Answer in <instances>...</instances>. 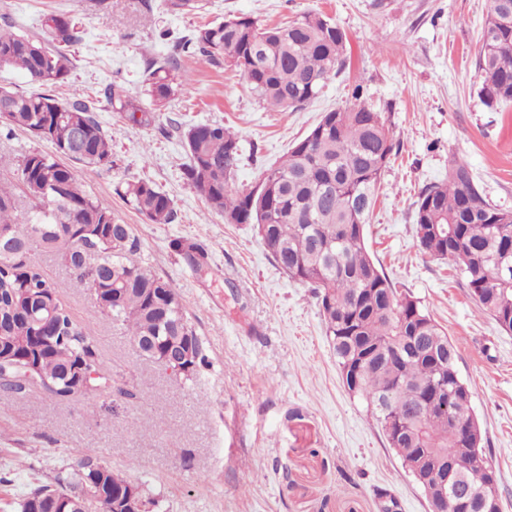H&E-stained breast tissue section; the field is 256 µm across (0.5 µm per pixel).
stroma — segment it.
Wrapping results in <instances>:
<instances>
[{
	"mask_svg": "<svg viewBox=\"0 0 512 512\" xmlns=\"http://www.w3.org/2000/svg\"><path fill=\"white\" fill-rule=\"evenodd\" d=\"M488 9L489 0H206L201 11L164 0H0V26L41 35L53 12L75 24V68L54 90L62 99L76 89L101 101L112 82L146 99L149 59L200 25L241 14L275 25L318 13L348 39L345 68L298 112L265 109L239 73L198 54L179 58L189 88L145 121L101 106L115 165L75 170L97 203L133 226L141 260L183 297L209 364L186 381L141 359L86 290L68 289L64 301L96 336L114 382L145 394H103L91 405L37 391L0 401V512H20L31 489L71 473L83 455L141 485L153 512H381L388 496L398 512H429L367 401L344 386L311 289L283 274L252 225L225 223L183 176L185 131L221 123L241 141L237 185L254 187L356 89L383 112L397 146L366 227L370 253L456 346L502 512H512V333L479 310L452 261L419 252L414 221L419 192L446 180L456 158L488 198L512 208V104L492 110L480 97ZM137 179L170 195L173 223H151L117 194ZM176 240L205 247L203 269L185 263ZM133 416L130 432L123 423Z\"/></svg>",
	"mask_w": 512,
	"mask_h": 512,
	"instance_id": "1",
	"label": "stroma"
}]
</instances>
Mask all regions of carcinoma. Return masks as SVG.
<instances>
[{
  "label": "carcinoma",
  "mask_w": 512,
  "mask_h": 512,
  "mask_svg": "<svg viewBox=\"0 0 512 512\" xmlns=\"http://www.w3.org/2000/svg\"><path fill=\"white\" fill-rule=\"evenodd\" d=\"M49 39L0 28V67L20 70L40 86L69 81L73 63L57 49L54 31L70 45L75 26L62 16L49 19ZM478 67L481 96L493 108L512 103V0H490L482 27ZM346 35L328 18L306 14L286 24L263 26L246 15L201 27L180 39L176 50L197 53L235 68L256 99L274 109L297 111L322 92L346 65ZM150 103L161 105L175 88L189 86L174 58L154 59L146 71ZM108 105L136 113L148 107L123 86L104 91ZM325 113L287 158L267 168L260 190L234 181L241 157L238 136L220 123L188 129L187 182L228 224H251L275 264L291 279L312 288L336 365L347 389L364 397L386 442L407 470L429 465L485 469L483 432L471 394L457 368L447 333L416 298L402 294L371 257L366 224L376 204L381 177L396 154L383 113L362 100ZM98 101L75 91L61 101L47 91L19 93L0 86V130L20 129L46 140L54 152L17 154L10 179L0 180V347L14 365L0 367V394L21 398L38 388L60 403L90 401L108 392L138 399L134 387L115 385L96 337L72 316L63 301L67 288L81 285L96 297L100 315L121 324L138 356L160 363L171 336H187L197 377L208 364L205 343L171 283L137 260L138 238L84 190L71 160L111 169L112 146L96 119ZM126 201L154 224H170L176 211L170 196L151 180L126 182ZM417 245L435 260L455 263L479 310L512 332V222L508 208L490 202L468 164L454 160L448 181L425 187L414 202ZM93 224L89 235L72 226ZM187 263L199 269L207 252L196 243L173 242ZM69 269L68 278L49 281L39 256ZM49 295L51 308L33 296ZM53 331V347L41 353L33 338ZM132 481L103 460L78 458L73 472L56 485L75 499L91 495L101 512H112V494ZM438 512H479L485 490L475 487L471 503L455 492H431Z\"/></svg>",
  "instance_id": "carcinoma-1"
}]
</instances>
